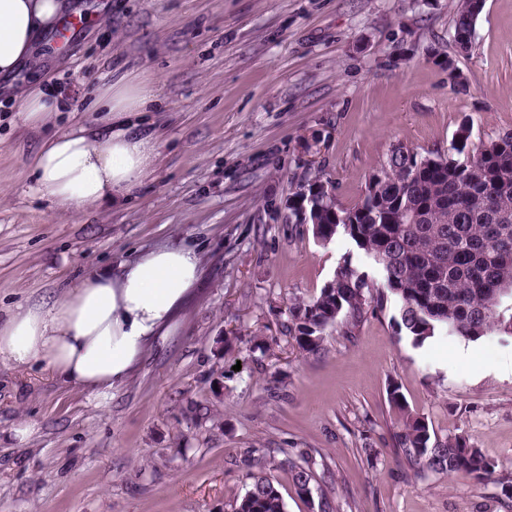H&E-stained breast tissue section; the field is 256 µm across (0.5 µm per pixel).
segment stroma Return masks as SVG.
Here are the masks:
<instances>
[{
	"instance_id": "35a3bbf8",
	"label": "stroma",
	"mask_w": 512,
	"mask_h": 512,
	"mask_svg": "<svg viewBox=\"0 0 512 512\" xmlns=\"http://www.w3.org/2000/svg\"><path fill=\"white\" fill-rule=\"evenodd\" d=\"M456 4L71 0L82 31L42 48L54 120L29 129L16 100L0 101V309L163 245L195 248L203 274L172 335L106 403L0 362V512H227L254 458L302 450L311 496L272 472L287 512H317L323 492L340 512H512V337L416 347L391 305L314 354L288 333L290 306L318 296L344 258L380 280L349 238L320 242L291 219L301 185L323 176L350 209L393 144L444 153L463 124L473 146L512 132V0H484L459 88L445 69ZM114 70L158 78L159 160L124 205L51 206L33 157L93 119ZM229 336L237 371L224 368ZM394 385L431 433L493 461L491 481L398 453Z\"/></svg>"
}]
</instances>
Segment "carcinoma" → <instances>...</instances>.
Listing matches in <instances>:
<instances>
[{"label": "carcinoma", "instance_id": "1", "mask_svg": "<svg viewBox=\"0 0 512 512\" xmlns=\"http://www.w3.org/2000/svg\"><path fill=\"white\" fill-rule=\"evenodd\" d=\"M482 8L479 0H458L456 53L470 52ZM470 135L461 125L446 154L423 155L406 144L388 151L383 178L366 184L352 209L314 191L323 184L319 175L308 183L307 198L289 205L296 223H307L317 240L341 234L353 241L382 277L375 286L348 261L315 299L291 307L288 332L302 350H318L335 325L353 332L367 302L379 305L388 297L396 308L395 332L415 346L441 335L467 341L495 332L512 337V132L472 149ZM389 403L401 415L398 452L410 463L463 473L478 483L490 480L495 463L465 437L431 436L397 387ZM281 466L303 493L311 492L310 462H268L270 469ZM231 512H287V506L271 476L260 474L252 476Z\"/></svg>", "mask_w": 512, "mask_h": 512}]
</instances>
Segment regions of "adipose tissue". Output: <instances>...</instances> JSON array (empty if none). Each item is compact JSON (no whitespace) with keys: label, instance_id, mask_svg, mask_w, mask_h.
Segmentation results:
<instances>
[{"label":"adipose tissue","instance_id":"obj_1","mask_svg":"<svg viewBox=\"0 0 512 512\" xmlns=\"http://www.w3.org/2000/svg\"><path fill=\"white\" fill-rule=\"evenodd\" d=\"M65 0H0V78L37 66L35 47L59 28ZM93 127L48 139L34 164L35 190L56 206L82 210L134 198L159 156L144 113L159 109L153 80L112 76L99 87ZM202 275L190 250L160 247L67 286L0 318V361L36 364L64 384L108 400L147 348L165 339Z\"/></svg>","mask_w":512,"mask_h":512}]
</instances>
